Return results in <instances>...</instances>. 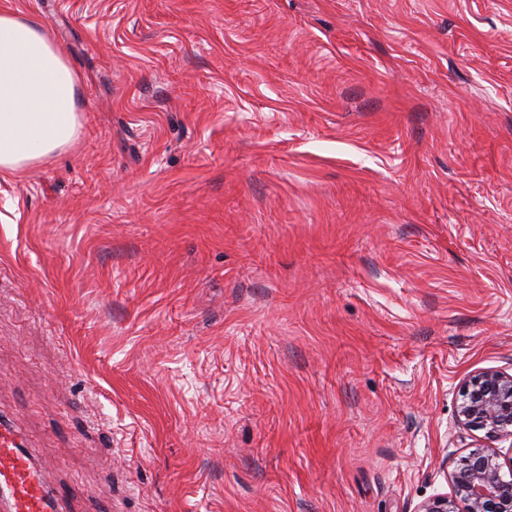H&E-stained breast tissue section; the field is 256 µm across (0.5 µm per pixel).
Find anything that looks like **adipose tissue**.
I'll return each instance as SVG.
<instances>
[{"label": "adipose tissue", "instance_id": "1", "mask_svg": "<svg viewBox=\"0 0 512 512\" xmlns=\"http://www.w3.org/2000/svg\"><path fill=\"white\" fill-rule=\"evenodd\" d=\"M77 85L49 26L0 4V171H21L75 141Z\"/></svg>", "mask_w": 512, "mask_h": 512}]
</instances>
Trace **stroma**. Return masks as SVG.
Masks as SVG:
<instances>
[{
    "instance_id": "obj_1",
    "label": "stroma",
    "mask_w": 512,
    "mask_h": 512,
    "mask_svg": "<svg viewBox=\"0 0 512 512\" xmlns=\"http://www.w3.org/2000/svg\"><path fill=\"white\" fill-rule=\"evenodd\" d=\"M79 75L0 172V414L70 512H415L512 373V0H12Z\"/></svg>"
}]
</instances>
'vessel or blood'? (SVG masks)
<instances>
[{
	"instance_id": "1",
	"label": "vessel or blood",
	"mask_w": 512,
	"mask_h": 512,
	"mask_svg": "<svg viewBox=\"0 0 512 512\" xmlns=\"http://www.w3.org/2000/svg\"><path fill=\"white\" fill-rule=\"evenodd\" d=\"M45 472L12 420L0 415V512H67L66 493Z\"/></svg>"
}]
</instances>
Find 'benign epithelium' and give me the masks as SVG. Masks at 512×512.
I'll list each match as a JSON object with an SVG mask.
<instances>
[{
  "label": "benign epithelium",
  "instance_id": "7a95c632",
  "mask_svg": "<svg viewBox=\"0 0 512 512\" xmlns=\"http://www.w3.org/2000/svg\"><path fill=\"white\" fill-rule=\"evenodd\" d=\"M456 418L468 432H479L476 449L449 474L454 496L430 497L415 512H512V457L502 459L496 443H512V374L484 369L461 390Z\"/></svg>",
  "mask_w": 512,
  "mask_h": 512
}]
</instances>
